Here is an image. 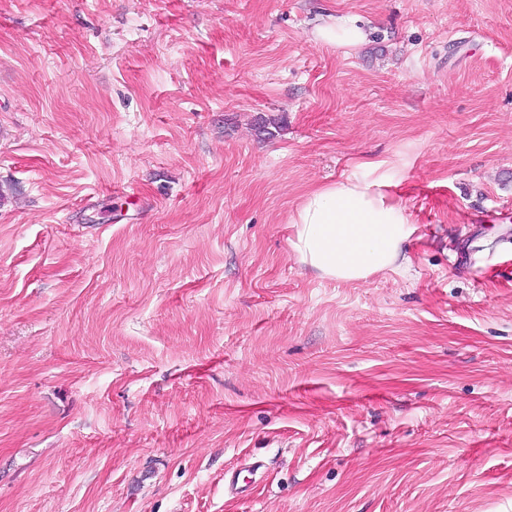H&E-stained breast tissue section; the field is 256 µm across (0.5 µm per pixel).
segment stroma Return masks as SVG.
Listing matches in <instances>:
<instances>
[{
    "instance_id": "stroma-1",
    "label": "stroma",
    "mask_w": 512,
    "mask_h": 512,
    "mask_svg": "<svg viewBox=\"0 0 512 512\" xmlns=\"http://www.w3.org/2000/svg\"><path fill=\"white\" fill-rule=\"evenodd\" d=\"M0 512H512V0H0ZM317 39L334 45L357 46L365 41V33L353 18L326 23L317 30ZM385 188L379 176L369 182L341 177L308 190L289 221L298 262L345 282L405 265L402 244L414 222Z\"/></svg>"
}]
</instances>
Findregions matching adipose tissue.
Returning a JSON list of instances; mask_svg holds the SVG:
<instances>
[{"label":"adipose tissue","instance_id":"adipose-tissue-1","mask_svg":"<svg viewBox=\"0 0 512 512\" xmlns=\"http://www.w3.org/2000/svg\"><path fill=\"white\" fill-rule=\"evenodd\" d=\"M385 187L381 177H343L308 190L290 219L299 263L345 282L405 265L412 220Z\"/></svg>","mask_w":512,"mask_h":512}]
</instances>
